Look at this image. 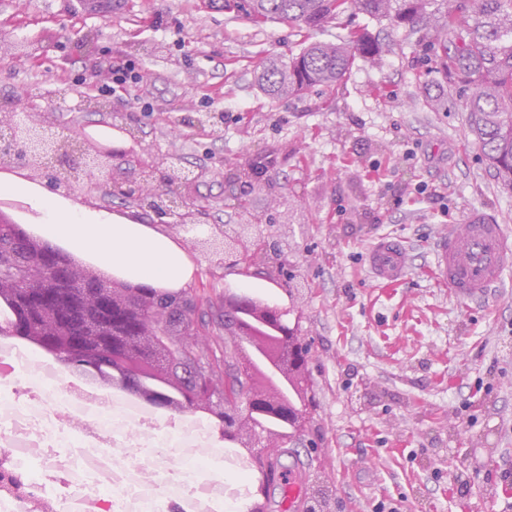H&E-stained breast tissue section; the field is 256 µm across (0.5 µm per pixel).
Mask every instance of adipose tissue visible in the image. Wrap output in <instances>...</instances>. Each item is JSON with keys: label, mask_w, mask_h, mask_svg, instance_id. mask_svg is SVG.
I'll return each instance as SVG.
<instances>
[{"label": "adipose tissue", "mask_w": 512, "mask_h": 512, "mask_svg": "<svg viewBox=\"0 0 512 512\" xmlns=\"http://www.w3.org/2000/svg\"><path fill=\"white\" fill-rule=\"evenodd\" d=\"M36 207L46 215L45 236L64 242L108 273H121L154 284H178L191 275L185 255L163 234L144 225L106 220L79 206L39 193Z\"/></svg>", "instance_id": "ef3b65f1"}]
</instances>
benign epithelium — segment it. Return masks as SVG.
Masks as SVG:
<instances>
[{"label": "benign epithelium", "mask_w": 512, "mask_h": 512, "mask_svg": "<svg viewBox=\"0 0 512 512\" xmlns=\"http://www.w3.org/2000/svg\"><path fill=\"white\" fill-rule=\"evenodd\" d=\"M129 136L132 144L114 154L72 129L60 136L44 113L23 102L0 101L1 161L23 165L31 176L51 182L54 191L66 189L84 203L134 201L213 268L253 267L288 283L292 264L264 214L241 203L239 223L201 228L202 207L186 192L194 178L174 171L172 157L142 147L134 132ZM263 172L252 157L239 166L225 165L224 179L243 188L245 196L269 186ZM0 298L11 305L0 319L1 339H36L70 374L113 384L172 414L209 415L224 443L251 460L249 512H266L268 487L280 477L279 449L304 442L316 446L311 346L300 332V318L289 323L288 311L278 306L259 314L280 327L274 357L279 372L307 392L303 406L268 391L250 359L238 356L237 342L247 338L241 314L251 302L244 293L224 298L229 343L221 387L195 326L200 296L194 288L108 283L97 270L75 266L49 243H34L21 225L0 217Z\"/></svg>", "instance_id": "1"}]
</instances>
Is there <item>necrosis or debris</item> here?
I'll return each mask as SVG.
<instances>
[{
    "instance_id": "necrosis-or-debris-1",
    "label": "necrosis or debris",
    "mask_w": 512,
    "mask_h": 512,
    "mask_svg": "<svg viewBox=\"0 0 512 512\" xmlns=\"http://www.w3.org/2000/svg\"><path fill=\"white\" fill-rule=\"evenodd\" d=\"M74 379L39 346L0 350V471L22 475L24 497L0 492V512H163L167 503H194L215 512L205 487L224 489L225 512H240L241 497L226 489V474L244 470L222 450L208 419L177 427L182 459L165 450L167 430L153 410L125 394L89 389L73 393ZM139 448L130 457L127 443ZM219 463L221 476L202 483L194 473Z\"/></svg>"
}]
</instances>
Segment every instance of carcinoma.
I'll return each mask as SVG.
<instances>
[{
    "instance_id": "1",
    "label": "carcinoma",
    "mask_w": 512,
    "mask_h": 512,
    "mask_svg": "<svg viewBox=\"0 0 512 512\" xmlns=\"http://www.w3.org/2000/svg\"><path fill=\"white\" fill-rule=\"evenodd\" d=\"M256 23L317 29L344 15L385 19L435 54V73L466 95L470 131L496 175L512 188V0H224ZM382 47L358 26L336 42H314L263 68L260 86L274 98L315 87L338 89L357 62L376 65Z\"/></svg>"
}]
</instances>
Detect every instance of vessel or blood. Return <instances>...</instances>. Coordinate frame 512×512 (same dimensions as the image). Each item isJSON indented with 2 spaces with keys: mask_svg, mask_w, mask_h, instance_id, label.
<instances>
[{
  "mask_svg": "<svg viewBox=\"0 0 512 512\" xmlns=\"http://www.w3.org/2000/svg\"><path fill=\"white\" fill-rule=\"evenodd\" d=\"M511 256L512 236L476 209L437 238L433 275L458 299L479 300L500 284ZM367 262L376 280L394 283L406 275L409 254L401 240L385 237L368 251Z\"/></svg>",
  "mask_w": 512,
  "mask_h": 512,
  "instance_id": "1",
  "label": "vessel or blood"
}]
</instances>
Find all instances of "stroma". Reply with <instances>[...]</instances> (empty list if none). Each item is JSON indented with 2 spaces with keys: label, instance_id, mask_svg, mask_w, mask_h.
<instances>
[{
  "label": "stroma",
  "instance_id": "1",
  "mask_svg": "<svg viewBox=\"0 0 512 512\" xmlns=\"http://www.w3.org/2000/svg\"><path fill=\"white\" fill-rule=\"evenodd\" d=\"M356 22L379 33L380 66L354 68L338 93L273 99L258 83L266 61L335 40V24H255L224 0H112L108 13L94 0H0V98L53 105L56 123L86 131L122 114L143 147L192 170L207 224L234 215L225 164L272 157L276 191L251 200L277 224L302 290L275 287L266 299L300 313L318 400L316 447L285 448L281 463L302 489L327 486L332 512H505L512 261L480 301L454 297L431 267L436 238L471 210L512 234V190L471 135L463 95L431 73L414 36L363 14ZM107 55L145 78L106 94L110 113L90 112V87L108 81L92 65ZM204 113L221 115L219 131L196 126ZM388 235L404 241L410 267L384 285L366 252ZM188 261L196 322L223 359L224 292L258 278Z\"/></svg>",
  "mask_w": 512,
  "mask_h": 512
}]
</instances>
